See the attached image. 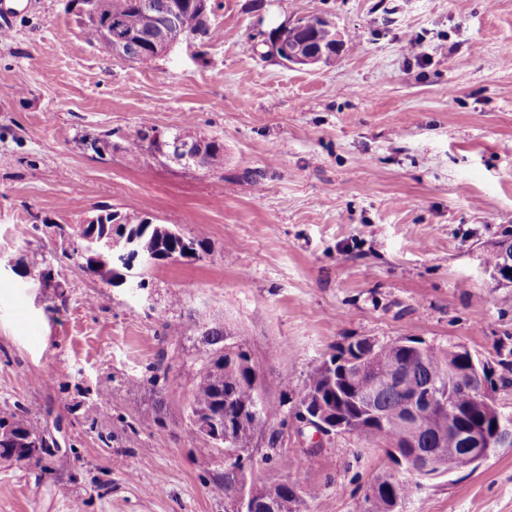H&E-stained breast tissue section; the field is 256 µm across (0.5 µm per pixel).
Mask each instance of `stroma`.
<instances>
[{"mask_svg": "<svg viewBox=\"0 0 512 512\" xmlns=\"http://www.w3.org/2000/svg\"><path fill=\"white\" fill-rule=\"evenodd\" d=\"M312 15L345 34L333 61L268 55L273 28ZM4 24L0 417L30 410L49 448L0 462V512H232L188 417L215 325L281 408L257 477L319 492L298 512H358L397 474L354 436L296 433L298 391L349 338L465 345L512 414V288L486 267L512 235V0H208L206 33L146 63L90 43L80 0H25ZM182 129L223 142V169L141 138ZM104 207L206 251L112 287L60 233ZM37 251L56 287L14 274ZM410 486L400 512H512V448Z\"/></svg>", "mask_w": 512, "mask_h": 512, "instance_id": "stroma-1", "label": "stroma"}]
</instances>
